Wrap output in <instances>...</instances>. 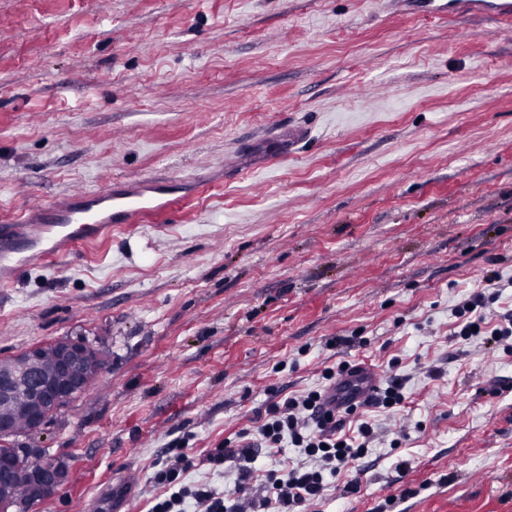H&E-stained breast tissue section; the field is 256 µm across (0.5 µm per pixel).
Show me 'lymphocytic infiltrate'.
Segmentation results:
<instances>
[{
	"instance_id": "1",
	"label": "lymphocytic infiltrate",
	"mask_w": 512,
	"mask_h": 512,
	"mask_svg": "<svg viewBox=\"0 0 512 512\" xmlns=\"http://www.w3.org/2000/svg\"><path fill=\"white\" fill-rule=\"evenodd\" d=\"M498 285V277L486 278L483 290L475 291L454 307L453 313L460 320V337H471L476 328L482 327L488 343L499 346L512 339V314L501 315L494 328L485 326V312L497 299L494 289ZM322 398V392L314 390L300 398L269 402L258 429L259 446L222 444L210 450L206 465L235 477V491L231 494L222 495L202 485H185L192 467L185 451L189 439L184 436L171 440L152 475L153 483L165 488L167 495L155 503L152 512H299L321 499L328 478L365 458L375 437L372 425L366 422L359 424L355 436L342 435L341 421L322 412ZM285 443L299 449L300 462L268 472V495H249L246 485L254 473L258 448L278 449Z\"/></svg>"
}]
</instances>
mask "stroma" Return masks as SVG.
Masks as SVG:
<instances>
[{
	"mask_svg": "<svg viewBox=\"0 0 512 512\" xmlns=\"http://www.w3.org/2000/svg\"><path fill=\"white\" fill-rule=\"evenodd\" d=\"M387 0H0V224L155 177L171 221L118 226L0 287V359L83 338L106 370L20 441L65 460L32 512H151L325 368L407 375L313 512H512V353L453 306L512 280V40ZM345 342L334 345L336 337Z\"/></svg>",
	"mask_w": 512,
	"mask_h": 512,
	"instance_id": "obj_1",
	"label": "stroma"
}]
</instances>
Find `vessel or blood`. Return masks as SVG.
Here are the masks:
<instances>
[{
	"mask_svg": "<svg viewBox=\"0 0 512 512\" xmlns=\"http://www.w3.org/2000/svg\"><path fill=\"white\" fill-rule=\"evenodd\" d=\"M393 14L438 18H485L503 36H512V0H389ZM182 198L169 180L123 181L104 191H76L52 203L29 209L19 222L0 225V283L14 281L25 267L64 258L79 244L111 231L116 224H135L148 216L164 217ZM379 386L378 374L363 366L350 367L341 384L330 390L332 403L364 400Z\"/></svg>",
	"mask_w": 512,
	"mask_h": 512,
	"instance_id": "vessel-or-blood-1",
	"label": "vessel or blood"
}]
</instances>
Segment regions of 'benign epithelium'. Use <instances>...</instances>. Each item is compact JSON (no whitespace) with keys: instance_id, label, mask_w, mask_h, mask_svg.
I'll return each mask as SVG.
<instances>
[{"instance_id":"7a95c632","label":"benign epithelium","mask_w":512,"mask_h":512,"mask_svg":"<svg viewBox=\"0 0 512 512\" xmlns=\"http://www.w3.org/2000/svg\"><path fill=\"white\" fill-rule=\"evenodd\" d=\"M51 346L57 354V367L52 373L40 367L43 344L0 359V402L8 404L17 392H25L29 403L22 412L31 432L46 425L105 368L101 352L81 338L54 341ZM21 467L26 468L28 496L34 503L50 497L68 482L65 461L47 457L38 448L4 450L0 452V512H14L15 478Z\"/></svg>"}]
</instances>
